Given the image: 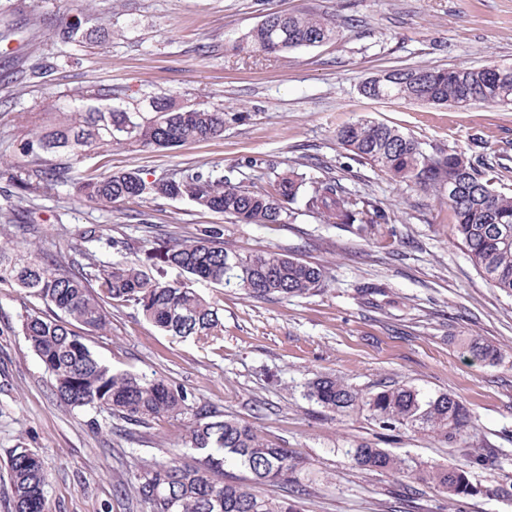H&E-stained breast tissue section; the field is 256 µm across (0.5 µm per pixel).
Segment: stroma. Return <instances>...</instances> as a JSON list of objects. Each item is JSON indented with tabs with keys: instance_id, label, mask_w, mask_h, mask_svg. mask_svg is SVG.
I'll list each match as a JSON object with an SVG mask.
<instances>
[{
	"instance_id": "stroma-1",
	"label": "stroma",
	"mask_w": 512,
	"mask_h": 512,
	"mask_svg": "<svg viewBox=\"0 0 512 512\" xmlns=\"http://www.w3.org/2000/svg\"><path fill=\"white\" fill-rule=\"evenodd\" d=\"M274 11L331 21L334 41L278 54L237 43ZM112 27V40L66 44L53 32L76 20ZM0 245L22 246L61 266L88 247L99 263L133 261L159 280L177 277L164 261L170 241L224 228L227 248L273 250L323 266L314 293L258 299L235 284L199 285L224 323L203 343L164 333L136 307L116 303L106 331L88 346L114 371L166 379L196 405L252 423L270 443L303 459L296 476L301 512H512V296L494 288L451 234L446 194L395 181L351 160L338 127L367 119L432 146L453 148L503 174L512 191V106L451 109L402 99H368L360 85L384 70L512 66V0H0ZM111 88L112 102L147 111L166 94L224 113V131L173 150L106 147L86 160L97 172L139 170L145 181L189 169L267 186L292 169L341 179L379 201L394 236H356L305 208L292 223L239 224L191 201L149 195L118 203L80 199L49 182L15 188L25 165L19 145L49 93L77 96ZM105 239L91 244L88 228ZM124 243L116 251L107 238ZM39 301L0 285V512H13L5 461L24 446L48 475L50 512H146L131 485L141 468L191 452L165 421L135 427L70 408L52 390L20 333ZM494 346L488 364L467 358L471 341ZM318 376L375 392L408 385L461 399L475 428L471 450L495 449L471 469V495L448 497L414 483V506L398 499L401 480L360 469L343 448L366 442L426 464L459 463L457 449L427 432L380 428L367 411L338 414L307 396Z\"/></svg>"
}]
</instances>
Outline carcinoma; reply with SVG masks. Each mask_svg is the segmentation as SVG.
I'll return each instance as SVG.
<instances>
[{
  "mask_svg": "<svg viewBox=\"0 0 512 512\" xmlns=\"http://www.w3.org/2000/svg\"><path fill=\"white\" fill-rule=\"evenodd\" d=\"M336 33L326 19L272 13L249 32L239 49L287 52L332 40ZM54 36L64 43H81L82 24L62 26ZM500 72L497 64L386 70L377 74L378 87L365 90L363 96L408 98L448 107L469 100L509 106L512 82L503 85ZM170 99L169 95L154 97L147 116L113 106L110 89L80 99H55L52 111L57 122L34 126L22 144L31 175L70 187L90 201L124 202L147 194L187 198L241 224H285L293 205L301 200L327 224H341L360 237L383 234L389 216L376 202L355 197L338 179L309 181L293 170L278 176L272 193L251 183H235L215 170L191 169L151 183L135 170L86 179L76 176L85 159L104 146L175 148L224 132V112L194 106L173 111ZM336 141L354 160L393 180L448 190L454 234L484 277L512 295V196L497 189L482 171L484 164L454 149L429 150L411 134L367 120L337 129ZM80 255L84 262L75 259L66 271L19 246H1L0 284L20 289L51 310L45 316L27 315L20 332L52 380L54 391L68 405L144 425L187 421L182 443L194 452L192 462L175 458L154 462L136 477L135 491L148 512H299L294 500L262 492L264 486L288 482L301 469L298 457L269 444L242 419L221 418L193 406L191 393L162 378L112 371L85 342L84 333L106 330L110 323L106 305L120 302L135 305L146 321L174 336H218L223 327L219 309L192 283L222 285L232 280L259 299L288 298L321 288L324 269L273 251H233L224 246L219 225L168 245L167 263L184 274L182 279L160 281L128 261L101 266L89 249ZM466 350L473 359L488 364L497 359L489 344L472 343ZM308 397L335 412L360 405L383 429L428 432L452 446L462 444L471 427L464 404L444 392L394 385L362 395L336 379L319 376L309 383ZM341 452L362 469L429 483L450 496L473 492L467 465L425 466L366 443ZM8 464L14 512H47L48 478L39 456L19 446L12 450ZM228 465L246 470L251 485L225 478Z\"/></svg>",
  "mask_w": 512,
  "mask_h": 512,
  "instance_id": "carcinoma-1",
  "label": "carcinoma"
}]
</instances>
